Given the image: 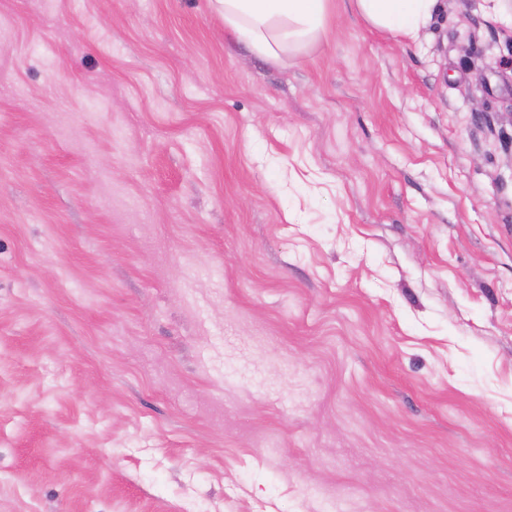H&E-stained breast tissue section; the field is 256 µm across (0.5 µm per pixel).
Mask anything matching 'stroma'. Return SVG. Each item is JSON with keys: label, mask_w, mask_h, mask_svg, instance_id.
I'll list each match as a JSON object with an SVG mask.
<instances>
[{"label": "stroma", "mask_w": 512, "mask_h": 512, "mask_svg": "<svg viewBox=\"0 0 512 512\" xmlns=\"http://www.w3.org/2000/svg\"><path fill=\"white\" fill-rule=\"evenodd\" d=\"M0 0V512H512V0ZM333 0H217L224 27L257 54L281 60L325 35ZM365 23L405 41H415L442 8V0H346Z\"/></svg>", "instance_id": "1"}]
</instances>
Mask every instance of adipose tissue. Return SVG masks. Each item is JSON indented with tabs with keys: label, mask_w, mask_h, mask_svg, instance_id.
<instances>
[{
	"label": "adipose tissue",
	"mask_w": 512,
	"mask_h": 512,
	"mask_svg": "<svg viewBox=\"0 0 512 512\" xmlns=\"http://www.w3.org/2000/svg\"><path fill=\"white\" fill-rule=\"evenodd\" d=\"M224 26L257 54L272 60L317 44L332 0H218ZM365 23L392 37L417 40L440 11L441 0H349Z\"/></svg>",
	"instance_id": "obj_1"
}]
</instances>
